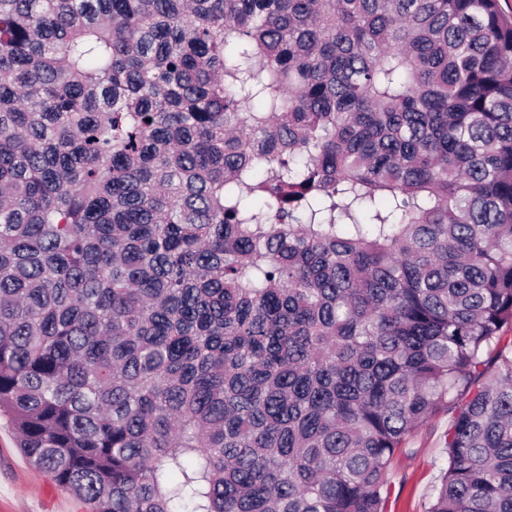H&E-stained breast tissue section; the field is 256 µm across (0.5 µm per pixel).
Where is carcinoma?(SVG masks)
Here are the masks:
<instances>
[{"mask_svg":"<svg viewBox=\"0 0 512 512\" xmlns=\"http://www.w3.org/2000/svg\"><path fill=\"white\" fill-rule=\"evenodd\" d=\"M512 512L498 0H0V415L87 512ZM447 428L448 414L433 416L410 438L409 452L394 459L388 512H424L445 465L444 434Z\"/></svg>","mask_w":512,"mask_h":512,"instance_id":"cac0c4a2","label":"carcinoma"}]
</instances>
